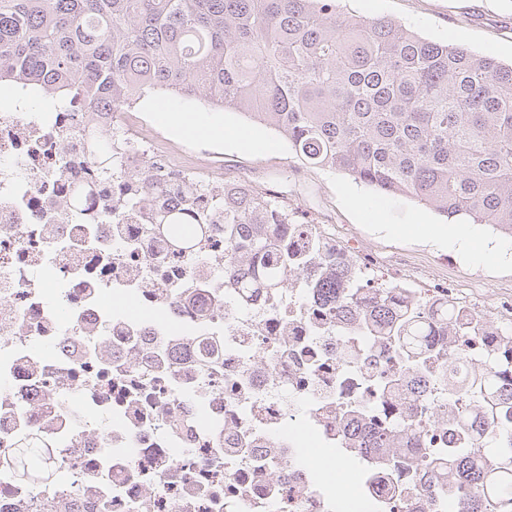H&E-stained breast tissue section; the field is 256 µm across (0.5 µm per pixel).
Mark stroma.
Wrapping results in <instances>:
<instances>
[{
    "label": "stroma",
    "mask_w": 512,
    "mask_h": 512,
    "mask_svg": "<svg viewBox=\"0 0 512 512\" xmlns=\"http://www.w3.org/2000/svg\"><path fill=\"white\" fill-rule=\"evenodd\" d=\"M342 6L359 15L388 16L429 39L449 40L501 63L512 62V0H343ZM156 101V96L147 98L152 106L147 122L185 145L189 159H196L200 148L222 153L225 180L250 173L268 188L269 198L287 197L296 223L317 224L335 234L358 258L386 267L390 280L419 284L434 275L454 297L480 298L493 306L512 292V238L476 225V236L494 246L498 257L488 261L462 256L432 234L444 225L443 217L409 199L379 195L340 173L303 165L265 125L234 110L173 95L168 112L162 113L155 110ZM171 112L189 114L215 132L187 133L168 120ZM230 128L251 132L252 145L242 149L226 140L224 132Z\"/></svg>",
    "instance_id": "1"
}]
</instances>
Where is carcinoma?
I'll return each instance as SVG.
<instances>
[{
    "instance_id": "cac0c4a2",
    "label": "carcinoma",
    "mask_w": 512,
    "mask_h": 512,
    "mask_svg": "<svg viewBox=\"0 0 512 512\" xmlns=\"http://www.w3.org/2000/svg\"><path fill=\"white\" fill-rule=\"evenodd\" d=\"M42 91L58 104L120 110L151 94L200 98L271 127L304 165L345 174L384 196L405 197L452 221L512 236V64L463 45L421 37L389 17L345 12L340 0H0V83ZM99 174L121 169L110 133L92 135ZM166 189L144 173L128 205ZM288 214L241 186L224 187V284L247 294L286 287ZM156 234L180 257L210 232L205 222L160 213ZM296 248L331 267L336 315L364 306L367 357L377 390L398 396L394 361L424 365L455 352L439 378L450 402L475 400L443 425L457 447L420 464L421 480L447 486L456 512H505L512 502V336H484L449 296H417L401 281L352 278L336 244L314 224ZM448 347H428L447 331ZM488 359L486 367L473 358ZM408 418L430 402L434 382L409 379ZM349 447L385 459L418 443L411 422L367 432L347 420Z\"/></svg>"
}]
</instances>
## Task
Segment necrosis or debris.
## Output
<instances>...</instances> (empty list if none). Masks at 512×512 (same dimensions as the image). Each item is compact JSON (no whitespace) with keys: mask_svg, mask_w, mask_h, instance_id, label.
I'll return each mask as SVG.
<instances>
[{"mask_svg":"<svg viewBox=\"0 0 512 512\" xmlns=\"http://www.w3.org/2000/svg\"><path fill=\"white\" fill-rule=\"evenodd\" d=\"M92 128L118 134L120 173L91 167ZM181 156L125 109L0 108V512H342L294 429L335 447L374 399L361 321L300 279L248 301L225 287L224 175ZM148 170L173 191L126 207ZM171 209L213 219L194 263L144 229ZM29 443L44 465L26 476L10 459ZM394 455H363L359 504L447 512Z\"/></svg>","mask_w":512,"mask_h":512,"instance_id":"1","label":"necrosis or debris"}]
</instances>
